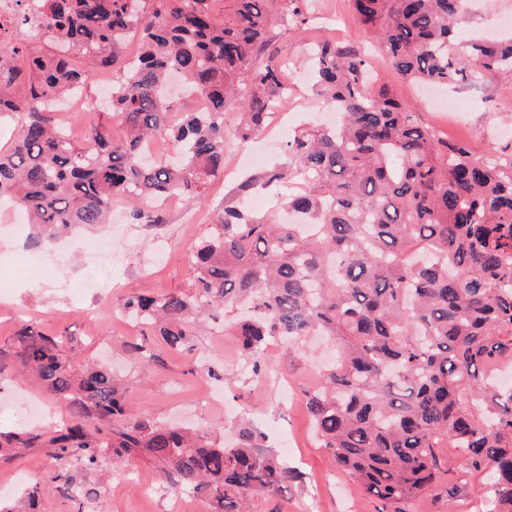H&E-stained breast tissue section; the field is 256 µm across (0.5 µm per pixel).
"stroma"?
Listing matches in <instances>:
<instances>
[{
    "label": "stroma",
    "instance_id": "obj_1",
    "mask_svg": "<svg viewBox=\"0 0 512 512\" xmlns=\"http://www.w3.org/2000/svg\"><path fill=\"white\" fill-rule=\"evenodd\" d=\"M319 14L303 34L277 33L274 46L280 60L303 68L312 44L321 37L358 36V46L368 57L380 82L390 85L398 99L409 103L421 121L449 138L467 140L484 156L512 150L504 137L505 115L512 114V76H490L461 87V119L430 106L417 83L396 77L385 56L371 39L363 37L351 0H315ZM512 18V0H472L460 26L472 34L483 33L491 18ZM236 109L224 115V174L198 197L166 204L160 246H153L143 225L128 223L126 207L116 203L111 223L81 228L61 236L52 253L43 257L38 276H29L33 255L26 248V230L9 215L0 213V347L11 348L21 326L51 336L64 334V349L74 370L87 364L111 368L131 402L134 413L154 423L169 422L222 434L235 439L234 425L247 417L265 435L266 454L277 457L298 474L276 496H255L252 512H306L317 504L319 512H378L379 503L365 494L344 472L334 469L324 449L318 447L304 404V393L317 386L320 372L330 362V347L310 342L304 352L274 343L263 359L268 373L255 377L240 356L239 343L228 320L208 322L194 338L192 350L173 352L156 336L125 318L119 308L132 294L164 296L188 286V257L205 235L213 217L242 198V184L262 178L284 159V150L270 147L263 165L238 162L240 146L235 133ZM133 344L158 355V362L130 354ZM213 366L220 376L224 401H207L199 386L202 366ZM40 400L48 408L43 420L28 423V430L44 431L69 418L46 386L35 376L8 371L0 379V402L22 398ZM23 482L37 490L38 512H172L174 490L164 489L162 474L143 453L122 466L104 455L90 468L74 466L59 477L48 449L28 448L21 456L0 455V487ZM84 490L74 499L70 486ZM481 497H448L444 488L424 492L410 502L406 512H484Z\"/></svg>",
    "mask_w": 512,
    "mask_h": 512
}]
</instances>
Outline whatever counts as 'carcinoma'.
<instances>
[{"mask_svg":"<svg viewBox=\"0 0 512 512\" xmlns=\"http://www.w3.org/2000/svg\"><path fill=\"white\" fill-rule=\"evenodd\" d=\"M45 0L34 27L46 48L0 44V117L19 135L0 150V199L26 217L27 247L44 252L60 228L104 224L112 202L135 224L163 223L168 199L202 194L224 172V112L239 109L237 138L248 142L287 93L281 61L269 50L272 21L308 22L309 0ZM360 27L405 80L456 87L512 75V36L487 39L456 27L465 0H353ZM136 37L137 60L125 49ZM315 94L341 116L333 133L300 129L286 142L285 166L264 184L288 189L286 204L315 228L279 224L243 205L224 208L188 260L189 286L164 297L123 299L128 319L189 348L196 328L247 302L235 323L240 353L256 376L275 338L295 352L310 336L336 343V361L306 394L319 447L380 502L379 512L440 484L469 490L466 473L485 476L486 512H512V388L492 383L512 367V151L475 155L421 124L390 88L364 75L350 42L322 40L309 55ZM112 64V121L67 134L58 100ZM180 74L207 103L175 112L161 93ZM155 139L173 153L147 158ZM423 256L407 259L414 243ZM62 340L24 328L4 361L33 372L64 401L74 424L14 433L1 448L51 450L62 469L120 463L144 451L165 480L216 505L249 512V495H274L296 479L260 451L264 435L244 426L219 446L136 417L110 373L79 374ZM95 419L90 433L81 421ZM455 448L459 465L443 453Z\"/></svg>","mask_w":512,"mask_h":512,"instance_id":"1","label":"carcinoma"}]
</instances>
